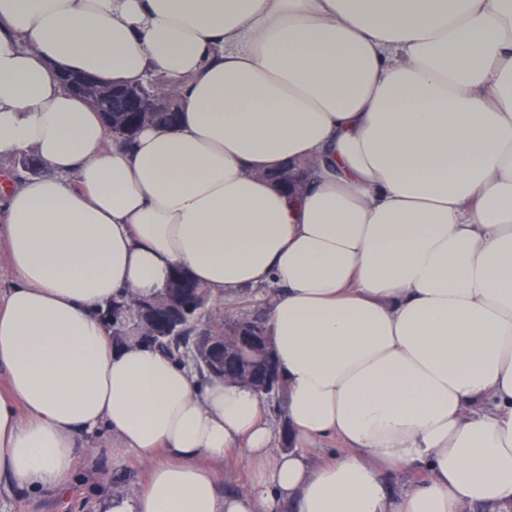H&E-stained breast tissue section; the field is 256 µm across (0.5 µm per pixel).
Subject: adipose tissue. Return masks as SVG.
<instances>
[{
    "mask_svg": "<svg viewBox=\"0 0 512 512\" xmlns=\"http://www.w3.org/2000/svg\"><path fill=\"white\" fill-rule=\"evenodd\" d=\"M56 71L180 78L179 123L124 147ZM23 153L48 173L0 172L6 485L62 484L104 425L150 469L100 512L512 504V0H0ZM287 162L318 168L301 195ZM178 267L216 302L274 289L289 449L251 388L114 349L100 311ZM237 451L251 487L220 495Z\"/></svg>",
    "mask_w": 512,
    "mask_h": 512,
    "instance_id": "ef3b65f1",
    "label": "adipose tissue"
}]
</instances>
